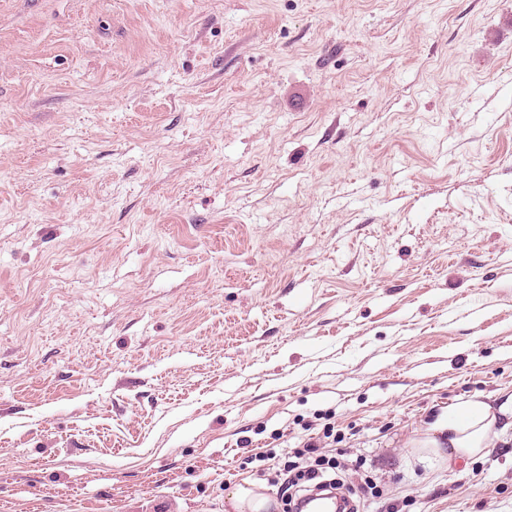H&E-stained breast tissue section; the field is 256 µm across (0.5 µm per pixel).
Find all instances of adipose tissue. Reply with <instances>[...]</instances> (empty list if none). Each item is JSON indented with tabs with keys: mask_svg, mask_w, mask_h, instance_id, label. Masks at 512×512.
I'll return each mask as SVG.
<instances>
[{
	"mask_svg": "<svg viewBox=\"0 0 512 512\" xmlns=\"http://www.w3.org/2000/svg\"><path fill=\"white\" fill-rule=\"evenodd\" d=\"M511 414L512 396L496 406L478 399L463 402L449 411L447 419L437 421L436 436L429 439L428 445L436 448L444 442L449 451L459 455L482 453L491 434L512 425L507 421Z\"/></svg>",
	"mask_w": 512,
	"mask_h": 512,
	"instance_id": "obj_1",
	"label": "adipose tissue"
}]
</instances>
